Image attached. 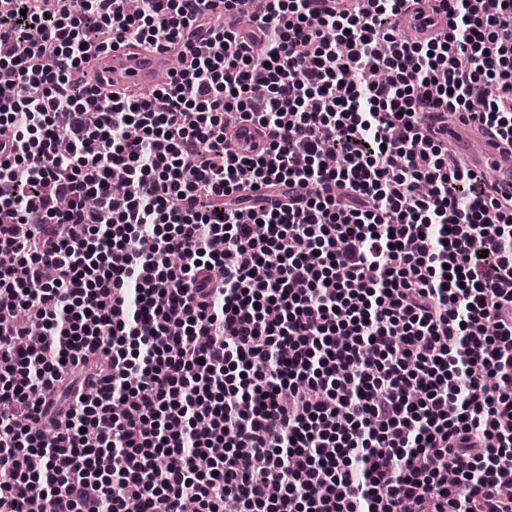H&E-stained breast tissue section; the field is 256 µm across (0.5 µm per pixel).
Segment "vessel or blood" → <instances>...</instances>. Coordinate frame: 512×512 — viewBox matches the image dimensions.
Returning <instances> with one entry per match:
<instances>
[{
    "mask_svg": "<svg viewBox=\"0 0 512 512\" xmlns=\"http://www.w3.org/2000/svg\"><path fill=\"white\" fill-rule=\"evenodd\" d=\"M405 15L421 41L437 38L448 29L447 17L434 11L431 0H411ZM86 67L113 91L142 96L168 84L174 72L167 49H134L125 40L114 41L108 50L91 48ZM420 123L437 125L449 150L470 170L484 175L497 198L512 196V149L503 145L489 128L456 118L434 123L426 115L421 116ZM269 139V134L259 131L254 122L242 121L236 127L231 148L237 154L253 156ZM250 197L253 208L269 209L287 201L288 190L262 187L251 192Z\"/></svg>",
    "mask_w": 512,
    "mask_h": 512,
    "instance_id": "b4317fda",
    "label": "vessel or blood"
}]
</instances>
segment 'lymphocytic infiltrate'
Wrapping results in <instances>:
<instances>
[{"mask_svg": "<svg viewBox=\"0 0 512 512\" xmlns=\"http://www.w3.org/2000/svg\"><path fill=\"white\" fill-rule=\"evenodd\" d=\"M237 2L0 0V512H512V198L419 124L512 142V0H437L426 43L392 33L406 0H266L247 45L212 22ZM116 38L181 44L166 111L91 85ZM270 140L267 132L260 133L258 126L252 121H239L231 149L243 156H253L260 152L261 147ZM250 205L254 209H270L280 202H288V187H278L275 190L261 187L251 192Z\"/></svg>", "mask_w": 512, "mask_h": 512, "instance_id": "f902f5d3", "label": "lymphocytic infiltrate"}]
</instances>
